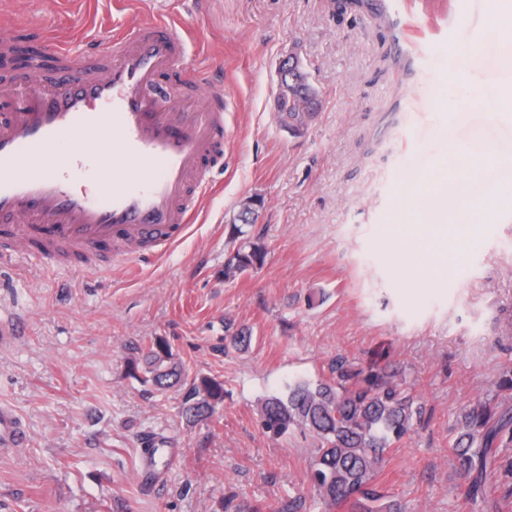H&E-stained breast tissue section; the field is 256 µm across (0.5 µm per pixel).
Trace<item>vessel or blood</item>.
I'll return each instance as SVG.
<instances>
[{"label":"vessel or blood","mask_w":512,"mask_h":512,"mask_svg":"<svg viewBox=\"0 0 512 512\" xmlns=\"http://www.w3.org/2000/svg\"><path fill=\"white\" fill-rule=\"evenodd\" d=\"M379 7L408 47L415 31L403 0ZM54 51L55 77L24 85L17 109L0 113V258H149L183 236L210 193L233 99L216 83L202 110L186 114L176 97L159 94L161 76L191 55L183 30L161 14L104 39L78 65L68 46L55 43ZM61 142L70 143L73 165L98 162L100 194L70 189L53 154ZM24 437L20 420L0 409V447H19Z\"/></svg>","instance_id":"obj_1"}]
</instances>
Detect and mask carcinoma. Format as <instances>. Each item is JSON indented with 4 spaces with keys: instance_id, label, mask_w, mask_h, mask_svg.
Returning <instances> with one entry per match:
<instances>
[{
    "instance_id": "1",
    "label": "carcinoma",
    "mask_w": 512,
    "mask_h": 512,
    "mask_svg": "<svg viewBox=\"0 0 512 512\" xmlns=\"http://www.w3.org/2000/svg\"><path fill=\"white\" fill-rule=\"evenodd\" d=\"M267 255L259 242L243 240L224 264V279L234 280L261 268ZM334 377L316 384L297 381L261 404V425L271 438L297 429L315 438L310 484L327 509L347 504L351 512H401L388 503L379 475L387 449L411 437L423 407L415 403L398 372L377 365L354 371L343 361L331 367ZM131 375L144 387L160 391L183 383L182 371L169 343L156 338L143 368ZM224 382L202 378L190 384L182 399L187 422L220 420ZM512 444V409L499 408L495 398L480 400L465 411L451 444L456 463L469 478L468 498L485 497L500 475L512 472V460L499 449Z\"/></svg>"
}]
</instances>
